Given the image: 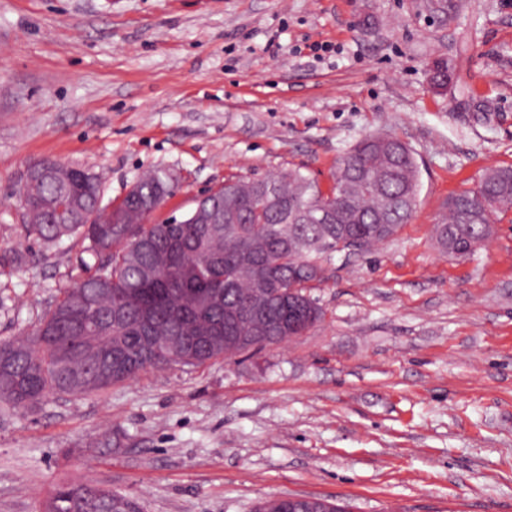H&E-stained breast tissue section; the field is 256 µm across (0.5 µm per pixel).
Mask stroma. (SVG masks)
Instances as JSON below:
<instances>
[{
    "instance_id": "1",
    "label": "stroma",
    "mask_w": 512,
    "mask_h": 512,
    "mask_svg": "<svg viewBox=\"0 0 512 512\" xmlns=\"http://www.w3.org/2000/svg\"><path fill=\"white\" fill-rule=\"evenodd\" d=\"M455 79L433 87L430 65ZM421 170L407 224L335 254L308 333L99 395L0 408V512L91 481L142 512H251L277 495L354 512H512V211L466 257L432 229L512 166V0H0V338L94 264L26 236L28 166L91 167L119 202L177 178L157 220L232 176L298 168L329 191L366 135Z\"/></svg>"
}]
</instances>
